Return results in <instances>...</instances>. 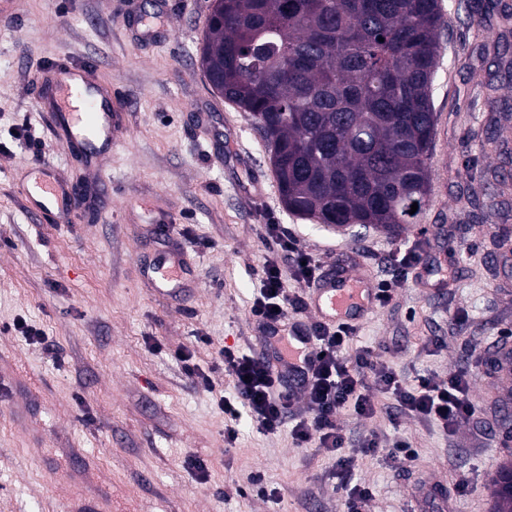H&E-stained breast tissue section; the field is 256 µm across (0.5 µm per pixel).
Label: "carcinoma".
I'll use <instances>...</instances> for the list:
<instances>
[{
	"label": "carcinoma",
	"mask_w": 512,
	"mask_h": 512,
	"mask_svg": "<svg viewBox=\"0 0 512 512\" xmlns=\"http://www.w3.org/2000/svg\"><path fill=\"white\" fill-rule=\"evenodd\" d=\"M444 24L442 0H218L199 55L252 116L288 212L396 236L427 203Z\"/></svg>",
	"instance_id": "cac0c4a2"
}]
</instances>
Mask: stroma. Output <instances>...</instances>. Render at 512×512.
I'll return each instance as SVG.
<instances>
[{"mask_svg":"<svg viewBox=\"0 0 512 512\" xmlns=\"http://www.w3.org/2000/svg\"><path fill=\"white\" fill-rule=\"evenodd\" d=\"M479 2L484 32L458 0H443L452 23L440 31L428 202L398 237L285 210L251 116L202 71L211 0H13L0 12V512H69L84 501L95 512H342L329 453L295 447L285 428L260 433L245 414L234 445L224 441L217 401L230 388L219 352L260 351L250 307L266 260L288 284L291 320L317 321L311 285L266 236L269 224L291 227L321 269L355 255L370 282H392V302L357 324L354 346L372 347L408 382L473 376L476 412L452 434L392 400L371 417L341 416L351 445L375 433L417 447L411 462L359 458L353 480L373 492L365 512H493L490 480L512 460L501 443L512 436V376L485 369L512 347V82L494 78L484 43L512 51L502 21L512 0ZM60 61L89 63L131 105L99 170L69 157L47 113L32 109ZM25 120L64 181L106 185L74 221L30 212L23 188L36 164L16 138ZM167 215L175 224L157 234ZM408 247L436 276L394 278L393 257ZM176 255L185 273L175 293L157 295L149 269ZM20 320L44 343L15 330ZM185 348L197 375L175 357ZM192 457L206 463V483ZM460 471L470 479L463 496L450 480Z\"/></svg>","mask_w":512,"mask_h":512,"instance_id":"1","label":"stroma"}]
</instances>
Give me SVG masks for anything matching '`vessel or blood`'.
I'll return each instance as SVG.
<instances>
[{
  "label": "vessel or blood",
  "instance_id": "vessel-or-blood-1",
  "mask_svg": "<svg viewBox=\"0 0 512 512\" xmlns=\"http://www.w3.org/2000/svg\"><path fill=\"white\" fill-rule=\"evenodd\" d=\"M48 112L57 139L68 153L95 159L101 148L110 146L122 124L121 113L111 111L108 94L96 87L86 66L62 62L50 72ZM27 198L36 210L57 202L60 215H68L73 190L58 180L51 168H42ZM373 291L362 270L322 278L310 298V310L322 321L352 324L371 309Z\"/></svg>",
  "mask_w": 512,
  "mask_h": 512
}]
</instances>
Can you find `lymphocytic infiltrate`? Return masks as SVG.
Returning <instances> with one entry per match:
<instances>
[{"label": "lymphocytic infiltrate", "instance_id": "lymphocytic-infiltrate-1", "mask_svg": "<svg viewBox=\"0 0 512 512\" xmlns=\"http://www.w3.org/2000/svg\"><path fill=\"white\" fill-rule=\"evenodd\" d=\"M260 282L251 313L261 334V353L238 354L227 347L219 354L231 387L230 395L219 401L229 420L224 428L225 443L235 442L233 422L244 412L261 432L274 434L283 427L295 393L288 384L291 370L288 365H277L278 354L270 338L285 325L291 326L293 332H306L319 351L301 381L308 413L293 426L291 436L297 447L319 448L334 454L336 468L345 478L362 456L386 452L408 461L417 456L412 442L406 438L395 441L388 449L374 435L364 437L359 447L348 446L339 424L341 415L351 412L371 416L379 411L365 393L366 378H373L378 392L394 398L404 413L437 422L446 431H455L473 416L475 404L470 397L468 374L454 372L444 380L422 377L417 383H407L389 367L375 362L370 350L352 347V328L321 323L304 329L300 324H289L286 285L273 261L265 262Z\"/></svg>", "mask_w": 512, "mask_h": 512}]
</instances>
